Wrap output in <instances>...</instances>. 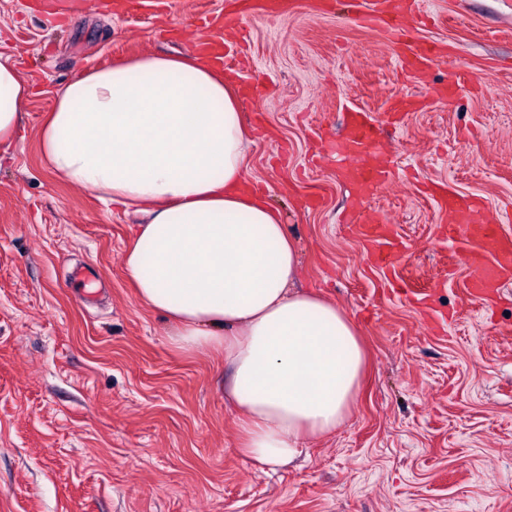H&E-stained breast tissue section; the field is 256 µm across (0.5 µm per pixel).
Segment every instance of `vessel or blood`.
<instances>
[{
  "instance_id": "vessel-or-blood-1",
  "label": "vessel or blood",
  "mask_w": 512,
  "mask_h": 512,
  "mask_svg": "<svg viewBox=\"0 0 512 512\" xmlns=\"http://www.w3.org/2000/svg\"><path fill=\"white\" fill-rule=\"evenodd\" d=\"M407 4L405 0H375L372 9L351 18L356 25H373L385 29L392 43L394 56L407 73L417 75L428 69L441 56L436 45L416 39L403 24ZM232 17L211 18L202 24L203 34L195 43L198 56L208 59L219 69L232 72L234 58L224 49L220 32L235 25ZM376 147V128L367 113L354 110L347 114L345 133L336 144V160L351 178L357 192L364 193L386 185L389 171L371 165L367 158ZM350 232L371 249L375 265L393 269L401 261V248L392 227L359 217L352 218ZM448 242L466 241L473 249L466 260L478 270L469 284L474 300L483 301L499 288L504 280L512 279V235L490 222H455L446 229Z\"/></svg>"
}]
</instances>
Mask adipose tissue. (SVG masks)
Wrapping results in <instances>:
<instances>
[{
  "instance_id": "obj_1",
  "label": "adipose tissue",
  "mask_w": 512,
  "mask_h": 512,
  "mask_svg": "<svg viewBox=\"0 0 512 512\" xmlns=\"http://www.w3.org/2000/svg\"><path fill=\"white\" fill-rule=\"evenodd\" d=\"M29 100L0 53V154ZM239 101L197 57L145 54L59 88L40 148L59 180L145 215L122 256L127 277L175 325L177 346L223 352L241 449L273 470L343 424L365 356L341 308L295 287L297 246L248 187L253 141Z\"/></svg>"
}]
</instances>
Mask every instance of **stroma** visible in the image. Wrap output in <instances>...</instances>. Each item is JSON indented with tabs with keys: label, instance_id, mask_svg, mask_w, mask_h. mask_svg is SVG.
<instances>
[{
	"label": "stroma",
	"instance_id": "stroma-1",
	"mask_svg": "<svg viewBox=\"0 0 512 512\" xmlns=\"http://www.w3.org/2000/svg\"><path fill=\"white\" fill-rule=\"evenodd\" d=\"M372 0L278 17L244 14L241 99L254 141L248 179L282 215L299 284L357 324L366 375L347 421L262 472L238 449L224 355L183 351L121 267L140 217L59 181L39 129L82 72L146 52L190 51L198 19L238 0H171L168 12L73 0H0V53L31 89L0 160V512H512V279L474 303L464 244H448L428 188L479 198L512 233V0H420L408 26L447 47L422 78L387 34L350 21ZM454 85L452 100L438 91ZM416 109L390 117L397 98ZM379 130L390 184L360 215L384 219L398 268L426 304L394 291L349 235L351 187L329 142L348 108Z\"/></svg>",
	"mask_w": 512,
	"mask_h": 512
}]
</instances>
